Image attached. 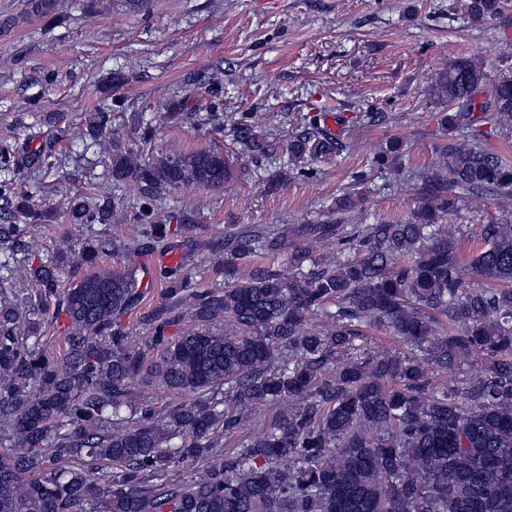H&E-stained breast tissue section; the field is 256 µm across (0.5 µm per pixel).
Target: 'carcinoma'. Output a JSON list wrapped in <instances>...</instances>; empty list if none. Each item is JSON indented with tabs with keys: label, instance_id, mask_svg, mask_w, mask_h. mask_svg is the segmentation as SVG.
I'll list each match as a JSON object with an SVG mask.
<instances>
[{
	"label": "carcinoma",
	"instance_id": "carcinoma-1",
	"mask_svg": "<svg viewBox=\"0 0 512 512\" xmlns=\"http://www.w3.org/2000/svg\"><path fill=\"white\" fill-rule=\"evenodd\" d=\"M507 6L466 0L461 16L482 25ZM434 94L448 105V143L405 222L226 232L224 288L200 293L187 276L161 274L163 299L145 316L157 350L148 366L122 324L143 297L135 257L175 232L155 220L158 203L190 185L224 188L229 158L192 150L147 161L139 142L152 128L133 139L112 131L108 172L115 188L139 189L141 234L112 243L123 262L100 264L94 225L125 219L120 198L73 197L92 270L69 284L31 240L51 213L0 181L23 220L10 227L7 273L35 286L0 289V447L21 449L0 452V512H512V224L479 225L467 255L444 223L463 194L512 195V160L482 145L484 125L512 130V64L490 82L481 58L455 61ZM326 119L299 118L288 170L344 150L349 119L336 114V132ZM108 122L107 111L91 115V144ZM235 132L243 155L281 160L275 139L248 124ZM405 156L390 139L372 166L402 175ZM362 202L344 194L336 215ZM262 252L288 270L235 263ZM184 318L195 326L168 335ZM219 318L234 332L215 330ZM48 323L64 335L60 361L42 347ZM371 329L407 352L365 348ZM470 355L486 360L481 373L438 381ZM141 374L184 400L133 404ZM269 408L272 418L258 417Z\"/></svg>",
	"mask_w": 512,
	"mask_h": 512
}]
</instances>
